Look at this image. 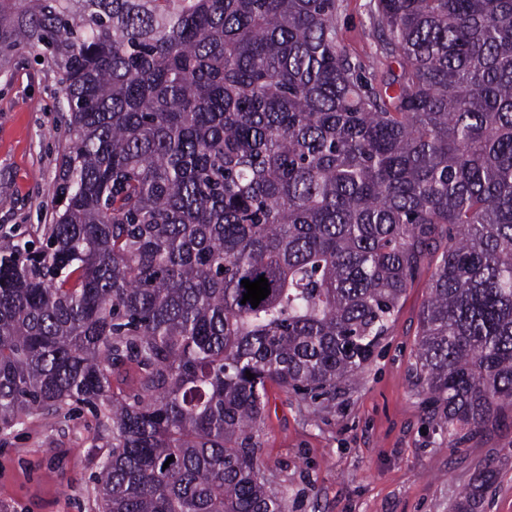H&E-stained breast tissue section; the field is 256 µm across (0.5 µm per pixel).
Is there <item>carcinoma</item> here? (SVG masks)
<instances>
[{"mask_svg":"<svg viewBox=\"0 0 512 512\" xmlns=\"http://www.w3.org/2000/svg\"><path fill=\"white\" fill-rule=\"evenodd\" d=\"M368 7L369 64L340 0H0L68 113L51 223L0 234V435L88 408L94 512H287L267 384L327 409L426 265L432 421L512 415V0ZM368 3L369 0H344L338 19L342 44L366 63L372 61L378 48V36L368 19Z\"/></svg>","mask_w":512,"mask_h":512,"instance_id":"cac0c4a2","label":"carcinoma"}]
</instances>
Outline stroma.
Returning a JSON list of instances; mask_svg holds the SVG:
<instances>
[{
  "instance_id": "obj_1",
  "label": "stroma",
  "mask_w": 512,
  "mask_h": 512,
  "mask_svg": "<svg viewBox=\"0 0 512 512\" xmlns=\"http://www.w3.org/2000/svg\"><path fill=\"white\" fill-rule=\"evenodd\" d=\"M369 0H343L347 51L372 61L378 36ZM54 73L19 51L0 74V230L48 223L64 146ZM431 269H422L397 322L355 380L314 412L278 386L268 391L260 462L288 512H453L480 464L495 477L477 512H512V426L492 425L457 448L433 431L415 386L419 317ZM107 454L95 418L29 420L0 436V512H92L91 476Z\"/></svg>"
}]
</instances>
